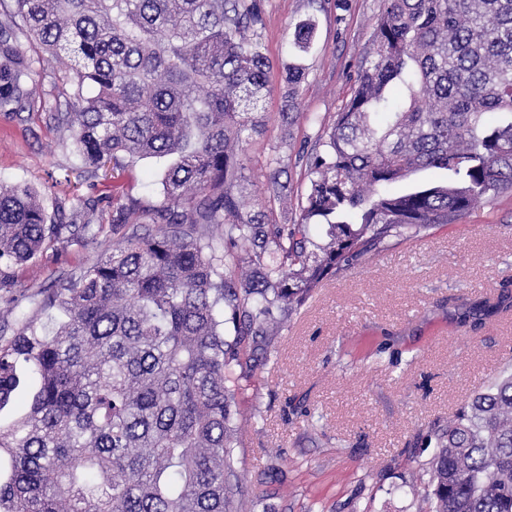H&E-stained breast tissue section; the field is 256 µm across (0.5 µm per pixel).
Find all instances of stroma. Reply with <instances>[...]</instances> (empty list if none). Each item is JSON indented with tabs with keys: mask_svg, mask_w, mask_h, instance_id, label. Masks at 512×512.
<instances>
[{
	"mask_svg": "<svg viewBox=\"0 0 512 512\" xmlns=\"http://www.w3.org/2000/svg\"><path fill=\"white\" fill-rule=\"evenodd\" d=\"M257 41L270 63L262 102L266 130L244 146L245 199L263 206L273 146L288 156L313 149L322 118L343 111L372 46L382 0H257ZM314 17L305 82L289 95L285 66L296 22ZM33 106L0 112V185L40 191L51 219L112 197L151 209L162 198V166L125 163L111 177L85 169L63 111L59 65L27 36ZM295 113L288 123L287 113ZM60 179L52 187V179ZM95 246L52 245L0 288V338L44 320L34 294L72 268L93 263ZM512 194L462 223L391 244L372 261L326 281L279 330L277 355L240 371L234 484L255 512H420L435 431L503 370L512 369ZM481 325H472V318Z\"/></svg>",
	"mask_w": 512,
	"mask_h": 512,
	"instance_id": "stroma-1",
	"label": "stroma"
}]
</instances>
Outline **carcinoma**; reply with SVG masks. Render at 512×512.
<instances>
[{
  "label": "carcinoma",
  "mask_w": 512,
  "mask_h": 512,
  "mask_svg": "<svg viewBox=\"0 0 512 512\" xmlns=\"http://www.w3.org/2000/svg\"><path fill=\"white\" fill-rule=\"evenodd\" d=\"M0 21V112L32 100L15 33L64 63L57 120L83 165L172 158L155 227L129 224L0 343V410L26 367L37 388L0 424V512H248L230 482L236 368L327 278L393 239L458 224L512 190V0H383L344 110L298 156L294 196L277 155L264 209L241 199L239 146L263 131L269 62L255 0H12ZM316 24L299 21L307 52ZM289 95L305 80L286 70ZM423 170L446 180L388 191ZM93 224L48 223L38 192L0 185V287ZM424 512H512V372L437 434Z\"/></svg>",
  "instance_id": "carcinoma-1"
}]
</instances>
